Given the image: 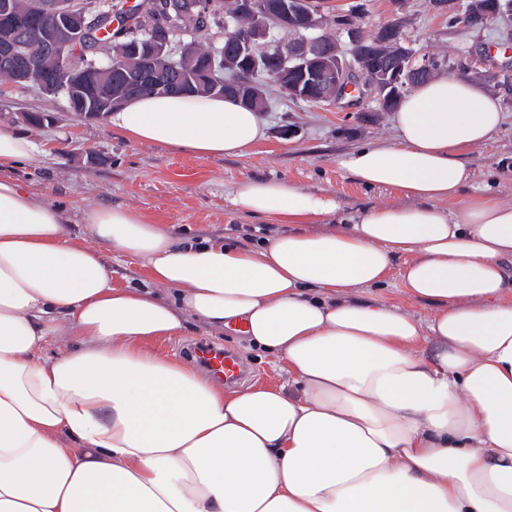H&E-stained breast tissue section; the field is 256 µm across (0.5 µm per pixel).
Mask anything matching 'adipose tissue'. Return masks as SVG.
I'll use <instances>...</instances> for the list:
<instances>
[{
  "instance_id": "obj_1",
  "label": "adipose tissue",
  "mask_w": 512,
  "mask_h": 512,
  "mask_svg": "<svg viewBox=\"0 0 512 512\" xmlns=\"http://www.w3.org/2000/svg\"><path fill=\"white\" fill-rule=\"evenodd\" d=\"M503 117L499 97L434 75L400 100L397 142L342 162L408 204L346 217L247 178L234 208L292 227L257 249L121 207L70 223L6 177L39 148L0 126V512H512V206L461 198L459 158ZM107 123L198 158L265 138L230 96L135 97ZM104 247L152 289L113 286ZM401 255L428 321L355 296ZM195 322L274 354L287 383L228 390L149 347Z\"/></svg>"
}]
</instances>
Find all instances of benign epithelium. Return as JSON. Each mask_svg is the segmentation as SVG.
<instances>
[{"mask_svg": "<svg viewBox=\"0 0 512 512\" xmlns=\"http://www.w3.org/2000/svg\"><path fill=\"white\" fill-rule=\"evenodd\" d=\"M323 5V0H276L269 8H259L254 0H237L236 16L261 15L265 21L249 28L225 24L235 51L224 54L221 79L208 61L193 62L189 74L176 67L170 38L175 27L168 20L148 27L144 39L131 37L136 25L127 21L115 37V55L99 67L94 32L107 13H95L76 0H30L24 11L15 7V0H0V69L10 73L16 85L33 84L46 94L64 95L70 111L86 120H98L113 106L145 91L197 88L222 94L230 86L250 104L259 72L287 87L297 100L336 108L375 101L389 109L418 80L435 72L431 55L404 46L395 24L385 25L369 47L351 23L341 25L348 48L341 49L335 41L324 43ZM499 11V3L485 2L478 12H465L462 20L474 27L476 18H491ZM278 29L295 33L288 52L257 56L253 48L269 47ZM143 56L150 59L145 67L139 66ZM115 70L123 75L116 95Z\"/></svg>", "mask_w": 512, "mask_h": 512, "instance_id": "obj_1", "label": "benign epithelium"}]
</instances>
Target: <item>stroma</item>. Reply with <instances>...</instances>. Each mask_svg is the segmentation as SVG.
Returning <instances> with one entry per match:
<instances>
[{
    "instance_id": "stroma-1",
    "label": "stroma",
    "mask_w": 512,
    "mask_h": 512,
    "mask_svg": "<svg viewBox=\"0 0 512 512\" xmlns=\"http://www.w3.org/2000/svg\"><path fill=\"white\" fill-rule=\"evenodd\" d=\"M358 12L364 37H373L390 21L400 23L412 48L447 59L449 66L466 58L479 44H497L503 31L512 30V16L493 20L475 30L449 26L447 14L430 0H326V16ZM512 62V49H497L482 66L469 71L470 80L502 100L504 121L485 143L464 151L462 161L472 172L462 197L479 189L495 191L499 201L512 205V91L502 86L499 69ZM268 108L262 112L266 138L245 157L200 159L160 146L140 144L106 121L84 120L68 111L62 98L34 87L0 85V126L29 135L40 147L36 161L9 170L8 175L50 204L81 212L93 207L130 208L154 224L171 228L185 239H222L242 248L252 247L249 231L259 221L240 215L230 202L245 178L285 179L306 190L336 198L348 214L381 204L403 205L398 190L369 189L343 167V159L368 144H391L397 139L393 111L343 112L288 98L267 85ZM24 112L50 114V123L31 126ZM403 258H395L385 280L360 289L365 300L395 307L420 320L432 308L407 299L400 292ZM216 340L235 350L247 364L249 382L278 385L288 379L270 353L248 347L245 336L225 332L212 337L203 325H193L181 336L153 341L160 354L185 361V342Z\"/></svg>"
}]
</instances>
